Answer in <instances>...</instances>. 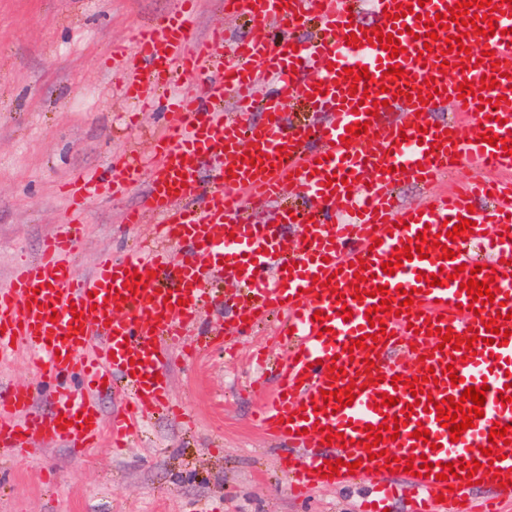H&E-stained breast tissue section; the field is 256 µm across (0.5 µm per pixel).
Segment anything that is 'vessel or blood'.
I'll list each match as a JSON object with an SVG mask.
<instances>
[{
  "label": "vessel or blood",
  "mask_w": 512,
  "mask_h": 512,
  "mask_svg": "<svg viewBox=\"0 0 512 512\" xmlns=\"http://www.w3.org/2000/svg\"><path fill=\"white\" fill-rule=\"evenodd\" d=\"M231 15L250 18L249 36L234 42L228 60L216 58L215 42L194 37L198 0H181L180 8L159 24L139 29L136 57L143 76L122 84L127 99L148 105L155 92L176 78L206 76L203 88L178 92L167 104L172 119L154 146L150 162L122 157L107 170L77 173L68 195L72 223L47 239L39 260L20 268L0 288V363L18 350L35 355L42 376L57 382L51 415L41 414L31 390L0 394V455L26 452L28 444L64 443L93 447L100 435L99 399L122 391L124 406L112 420L114 447L138 431L140 419L175 413L169 402L167 354L185 337L197 349H217L218 336L201 330L202 311L213 303L210 283L216 274L238 280L249 295L233 314L237 335H250L259 320L275 312L286 318L279 333L282 356L278 386L254 415L271 441L284 446L297 491L347 482L348 465L374 483L362 512H384L398 495L412 497L413 512H477L467 502L466 481L441 478L445 463L476 459L474 480L493 496L478 512H498L496 498L512 495V442L490 444L493 423L512 425V340L486 344V322L496 319L512 331V155L484 142L485 134L512 144V0L496 5V33L485 38V56L472 51L477 28L447 21L437 40L424 43L421 12L447 13L457 0H374L375 22L350 18L353 0H225ZM412 12L398 16V4ZM316 21L313 40L298 39L305 21ZM399 39L398 57L373 41L375 31ZM356 35L348 45L346 35ZM461 36L463 50L447 51L445 41ZM404 69L402 79L381 92L388 67ZM368 69V101L353 94L352 70ZM499 73L498 87L481 96H460L461 83L480 82ZM433 80L438 93L430 103L417 99L419 88ZM302 99L319 120L294 123L290 100ZM261 110L263 121L252 118ZM451 110V119L434 124L433 110ZM481 119V135L465 124ZM367 124L360 138H346L348 126ZM469 162L507 172L504 180H477L429 196L427 203L402 208L394 189L403 179L429 185L453 176L457 163ZM147 181L143 204L126 221L145 223L157 217L155 237L137 252L104 254L86 277L75 278L73 258L77 216L94 200L107 201L126 185ZM308 199L309 221L301 224L293 251H285L282 230L291 223L289 196ZM272 210L270 223L255 224L245 215L247 202ZM471 218L472 231L451 239L445 225ZM440 241L455 256L403 261L394 274L382 271L396 249L412 246L417 235ZM364 262L363 282H355L353 265ZM496 270L494 302L479 312L461 291L469 279L484 281L477 263ZM447 273L444 286L424 277ZM147 287L130 291L134 275ZM394 290L395 302L412 291L414 302L401 313L381 318L385 335L366 349L353 341L370 333L367 312L380 299L378 286ZM364 291L356 300V291ZM353 316L343 319L342 308ZM323 320H315V311ZM333 336H325L323 328ZM473 339L474 353L443 345L441 329ZM343 367L332 378L328 369ZM460 377L452 383L446 367ZM438 372L428 381V371ZM400 375L404 384L393 385ZM424 378L420 396H412L407 379ZM356 385L352 405L336 408L323 392ZM487 386L484 415L473 428L451 441L427 400L461 397L465 388ZM508 401H501V394ZM396 405L375 410L383 395ZM403 419L396 440L382 438L381 457L369 458L367 426L386 417ZM428 441L414 438L417 427ZM333 438H326L325 428ZM494 446L497 460L482 455ZM426 456L432 477L405 475L394 480L387 457L407 460ZM344 460L336 473H322L324 461Z\"/></svg>",
  "instance_id": "b4317fda"
}]
</instances>
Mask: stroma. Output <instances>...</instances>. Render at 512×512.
Wrapping results in <instances>:
<instances>
[{
    "label": "stroma",
    "mask_w": 512,
    "mask_h": 512,
    "mask_svg": "<svg viewBox=\"0 0 512 512\" xmlns=\"http://www.w3.org/2000/svg\"><path fill=\"white\" fill-rule=\"evenodd\" d=\"M178 2L0 0V287L69 222L64 191L73 171L125 153L150 155L170 114L156 104L140 129H126L132 106L118 79L137 68V28ZM146 189L142 182L88 204L75 277L89 274L100 250L119 256L148 237V225L122 222ZM224 341L235 358H169L171 399L188 419H151L120 454L105 443L84 455L36 444L24 457L0 459V512H358L368 477L297 498L281 452L249 422L266 398L248 387L256 372L250 354L257 343H274V325ZM0 383L36 387L39 411L50 413L51 392L25 351L0 364Z\"/></svg>",
    "instance_id": "35a3bbf8"
}]
</instances>
